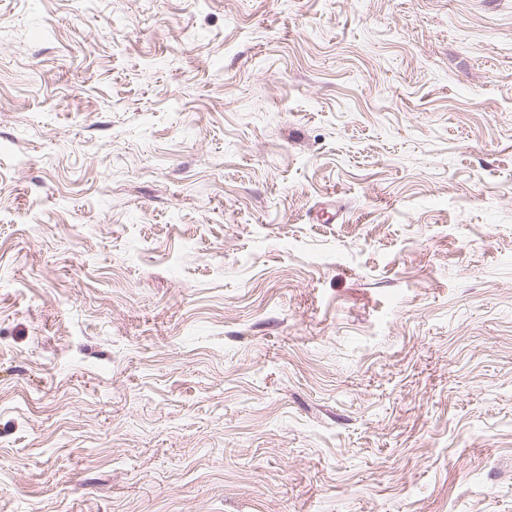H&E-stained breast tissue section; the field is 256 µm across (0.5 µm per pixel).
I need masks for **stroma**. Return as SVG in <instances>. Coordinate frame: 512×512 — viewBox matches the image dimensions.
<instances>
[{
	"mask_svg": "<svg viewBox=\"0 0 512 512\" xmlns=\"http://www.w3.org/2000/svg\"><path fill=\"white\" fill-rule=\"evenodd\" d=\"M0 512H512V0H0Z\"/></svg>",
	"mask_w": 512,
	"mask_h": 512,
	"instance_id": "obj_1",
	"label": "stroma"
}]
</instances>
